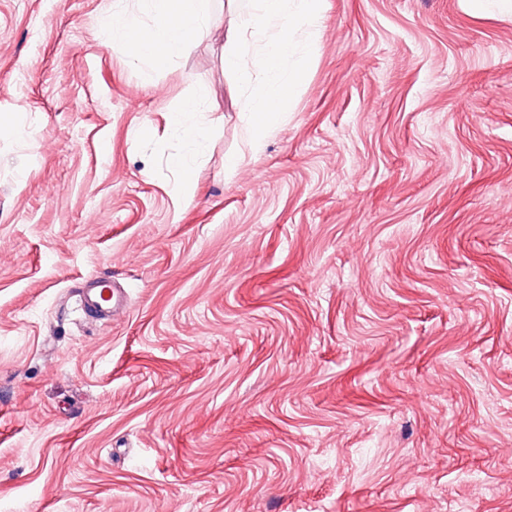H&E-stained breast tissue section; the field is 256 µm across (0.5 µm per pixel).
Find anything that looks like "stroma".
Returning <instances> with one entry per match:
<instances>
[{"label": "stroma", "instance_id": "obj_1", "mask_svg": "<svg viewBox=\"0 0 512 512\" xmlns=\"http://www.w3.org/2000/svg\"><path fill=\"white\" fill-rule=\"evenodd\" d=\"M225 2L154 68L0 0V512H512V5L321 0L254 152ZM199 106L198 100L190 99L185 101L179 112L175 114V120L188 145V150L185 153L173 155L170 157L169 162L182 174L180 189L185 197L188 196L192 183L191 171L193 169L195 156L206 136V128L196 120V114L199 113ZM78 304L92 319L110 320L125 307V295L114 288L110 278L101 277L93 280L88 288L82 289Z\"/></svg>", "mask_w": 512, "mask_h": 512}]
</instances>
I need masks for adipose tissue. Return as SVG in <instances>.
I'll list each match as a JSON object with an SVG mask.
<instances>
[{"label":"adipose tissue","instance_id":"ef3b65f1","mask_svg":"<svg viewBox=\"0 0 512 512\" xmlns=\"http://www.w3.org/2000/svg\"><path fill=\"white\" fill-rule=\"evenodd\" d=\"M151 21L114 10L104 27L133 62L161 66L191 51L210 21L211 0H148ZM238 30L224 51V70L247 92L241 114L253 145L287 114L306 62L304 54L320 38V0H226ZM199 102H184L175 120L187 152L170 157L182 174L181 191H189L191 171L206 129L198 123Z\"/></svg>","mask_w":512,"mask_h":512}]
</instances>
